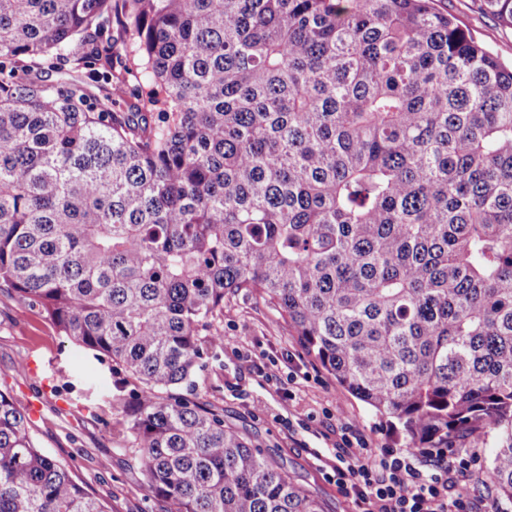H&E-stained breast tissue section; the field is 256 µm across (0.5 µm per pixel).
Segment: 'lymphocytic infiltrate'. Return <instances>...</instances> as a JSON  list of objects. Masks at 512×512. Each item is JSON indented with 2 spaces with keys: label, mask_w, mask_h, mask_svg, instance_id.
Returning <instances> with one entry per match:
<instances>
[{
  "label": "lymphocytic infiltrate",
  "mask_w": 512,
  "mask_h": 512,
  "mask_svg": "<svg viewBox=\"0 0 512 512\" xmlns=\"http://www.w3.org/2000/svg\"><path fill=\"white\" fill-rule=\"evenodd\" d=\"M474 458L453 448H386L373 451L362 437L343 439L322 462L336 476L338 490L354 512H471L467 494ZM456 496H449V489Z\"/></svg>",
  "instance_id": "f902f5d3"
}]
</instances>
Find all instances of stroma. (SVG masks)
Listing matches in <instances>:
<instances>
[{"instance_id":"stroma-1","label":"stroma","mask_w":512,"mask_h":512,"mask_svg":"<svg viewBox=\"0 0 512 512\" xmlns=\"http://www.w3.org/2000/svg\"><path fill=\"white\" fill-rule=\"evenodd\" d=\"M506 67H512V29L478 8L477 0H437ZM0 390L31 416L40 448L67 463L112 512H158L143 484L138 457L127 451L126 408L137 384L110 361L67 342L36 307L0 290ZM186 394L219 411L226 426L249 437L314 492L324 512H353L313 451L327 452L346 431L371 447H396L388 423L341 388L272 311L253 298L224 306V349L199 371Z\"/></svg>"}]
</instances>
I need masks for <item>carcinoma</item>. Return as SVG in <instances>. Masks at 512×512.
I'll return each instance as SVG.
<instances>
[{
	"label": "carcinoma",
	"mask_w": 512,
	"mask_h": 512,
	"mask_svg": "<svg viewBox=\"0 0 512 512\" xmlns=\"http://www.w3.org/2000/svg\"><path fill=\"white\" fill-rule=\"evenodd\" d=\"M435 2L0 0V288L139 384L164 512H323L179 393L239 296L512 500V68ZM0 512H110L1 390Z\"/></svg>",
	"instance_id": "1"
}]
</instances>
